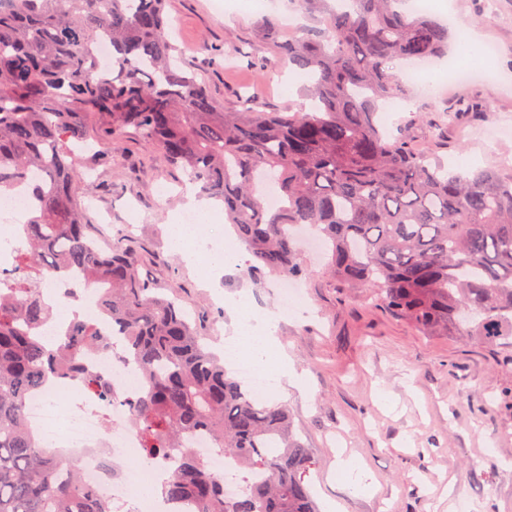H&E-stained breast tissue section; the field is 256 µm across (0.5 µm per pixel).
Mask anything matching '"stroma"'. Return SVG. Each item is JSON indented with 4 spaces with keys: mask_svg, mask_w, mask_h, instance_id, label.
Here are the masks:
<instances>
[{
    "mask_svg": "<svg viewBox=\"0 0 512 512\" xmlns=\"http://www.w3.org/2000/svg\"><path fill=\"white\" fill-rule=\"evenodd\" d=\"M432 0L429 16L449 31L467 29L479 45H494L490 71L457 82L435 61L436 92L410 97L385 113L386 124L414 121V144L451 160L481 167L512 158V134L487 150L480 133L512 118V0ZM172 38L188 65L205 77L218 106L232 111L240 93H253L266 109H298L303 74L277 63L261 33L273 19L283 33L308 25L293 0H170ZM248 44L251 62L225 56ZM469 105L456 128L436 135L435 110ZM166 195H158L157 185ZM189 187L166 157L127 133L111 164L78 187L125 226L142 260L141 272L169 288L192 313L214 349L240 332L238 304L274 314L279 281L246 273L248 250L236 262L199 274L172 246ZM306 314L278 318L275 335L304 387L280 396L315 460L309 480L318 504L340 499L344 512H512V348H488L463 336H424L396 319L364 290L340 285L324 254L302 250ZM357 455L378 478L377 491H352L336 475V455Z\"/></svg>",
    "mask_w": 512,
    "mask_h": 512,
    "instance_id": "stroma-1",
    "label": "stroma"
}]
</instances>
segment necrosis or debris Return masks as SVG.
<instances>
[{"instance_id": "necrosis-or-debris-1", "label": "necrosis or debris", "mask_w": 512, "mask_h": 512, "mask_svg": "<svg viewBox=\"0 0 512 512\" xmlns=\"http://www.w3.org/2000/svg\"><path fill=\"white\" fill-rule=\"evenodd\" d=\"M31 200L22 188L0 194V270H8L24 244L23 219ZM41 296L50 307L73 300L69 314L54 316L38 329L46 346H56L72 317L101 320L95 294L80 290L76 278L55 276L45 279ZM83 364L91 374L108 382L116 393L107 407L95 406L82 376L62 379L59 389H44L29 395L26 420L31 429L48 436L60 448L79 454L83 479L94 485L112 504V512H170L167 500L144 502L139 489L146 478L169 480L176 472L175 459L147 463L140 459V436L131 425L127 399L142 391V374L131 362L120 337L108 339L107 350L87 351ZM185 445L203 458L210 472L224 482L227 499L244 488L238 462L215 448L211 436L197 432L186 437Z\"/></svg>"}]
</instances>
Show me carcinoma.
I'll return each instance as SVG.
<instances>
[{"label":"carcinoma","mask_w":512,"mask_h":512,"mask_svg":"<svg viewBox=\"0 0 512 512\" xmlns=\"http://www.w3.org/2000/svg\"><path fill=\"white\" fill-rule=\"evenodd\" d=\"M323 25L292 36L263 22L267 42L306 71L313 111L267 112L250 96L224 112L169 37L168 0H7L0 7V192L28 185L34 209L14 269L80 272L101 312L122 331L144 392L127 401L150 461L170 454L164 486L197 512H318L307 476L314 460L288 409L261 401L228 375L175 297L140 273L124 236L109 251L91 235L76 194L86 171L76 153L88 120L107 119L92 155L112 161L131 129L180 168L193 188L224 202L253 262L247 272L306 275L292 228L325 242L332 275L373 292L427 336H470L512 347V175L495 163L456 175L400 128L380 130V104L408 95L394 63L448 53V26L406 13L401 0H296ZM112 48L100 68L97 40ZM41 179L30 180L31 172ZM279 204H268L264 190ZM50 310L30 279L0 272V512H112L24 422L28 396L82 372L106 342L96 324L72 321L48 350L37 328ZM100 404L114 393L85 376ZM204 431L246 475L224 499L186 436Z\"/></svg>","instance_id":"carcinoma-1"}]
</instances>
